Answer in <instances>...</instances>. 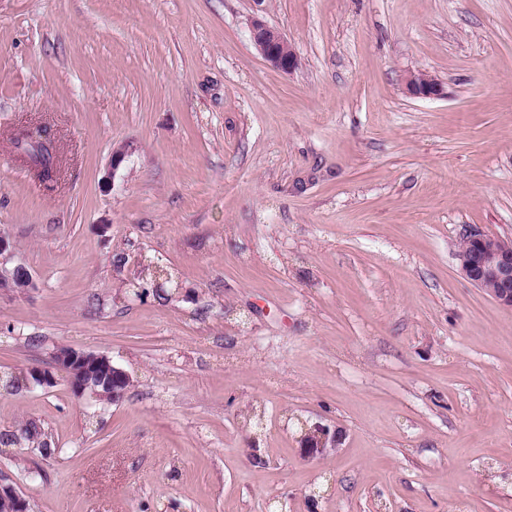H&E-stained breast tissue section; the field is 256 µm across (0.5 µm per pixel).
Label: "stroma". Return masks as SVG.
I'll return each instance as SVG.
<instances>
[{"label":"stroma","instance_id":"1","mask_svg":"<svg viewBox=\"0 0 512 512\" xmlns=\"http://www.w3.org/2000/svg\"><path fill=\"white\" fill-rule=\"evenodd\" d=\"M469 230L512 238V0H0V266L34 280L0 293V433L53 448L0 445V481L30 512H512V308ZM60 346L132 386L3 387ZM251 36L261 56L276 69L290 73L298 67V56L279 29L255 17L251 22ZM405 91L409 96L421 99H440L447 95L440 80L422 72L409 73ZM465 235L457 255L460 271L498 303L512 307V249L503 245L502 238L478 230ZM20 432L21 433H20L19 438L14 433H11V434L4 433L0 437L1 443H4V444L13 443V442H17L18 439H23L28 444H31V445L36 444L37 445L36 447L43 454H44L43 448H50V444L48 442V436L35 423L29 422V423L25 424L21 428ZM340 441L341 436L336 429L331 432L329 427L319 424L305 429L299 438L301 448L312 458L325 456L336 450Z\"/></svg>","mask_w":512,"mask_h":512}]
</instances>
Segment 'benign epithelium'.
<instances>
[{"label": "benign epithelium", "instance_id": "benign-epithelium-1", "mask_svg": "<svg viewBox=\"0 0 512 512\" xmlns=\"http://www.w3.org/2000/svg\"><path fill=\"white\" fill-rule=\"evenodd\" d=\"M251 36L261 56L273 67L284 72L294 71L299 60L286 36L277 28L256 17L251 22ZM406 93L414 98L440 99L446 97L443 83L422 72H411L405 82ZM459 268L473 285L489 292L498 303L512 307V249L503 245L502 238L478 230L466 233L458 251ZM54 368L66 374L74 394L91 391L96 396L98 379L105 376L112 382V401L121 399L132 377L113 359L102 353L77 351L61 347L52 354ZM341 436L324 425L305 429L299 438L307 456L316 458L337 449ZM0 509L4 512H28V501L15 487L0 482Z\"/></svg>", "mask_w": 512, "mask_h": 512}]
</instances>
